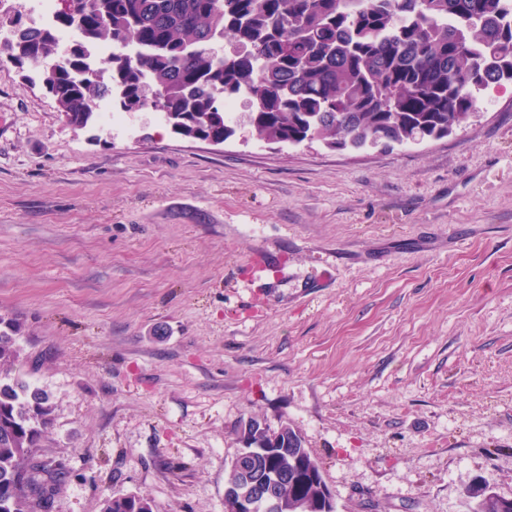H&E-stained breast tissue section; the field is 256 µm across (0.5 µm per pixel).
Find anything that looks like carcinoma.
<instances>
[{
	"label": "carcinoma",
	"instance_id": "obj_1",
	"mask_svg": "<svg viewBox=\"0 0 512 512\" xmlns=\"http://www.w3.org/2000/svg\"><path fill=\"white\" fill-rule=\"evenodd\" d=\"M0 0V60L40 66L58 31L75 43L44 91L74 130L95 124L104 99L123 112L151 107L185 139L222 143L237 133L224 99H249L246 125L268 143L315 139L330 148L419 144L477 111L481 94L512 83V0H76L54 24H27ZM231 40V52L220 49ZM103 43L135 47L93 64ZM25 323L0 315V512H52L69 475L37 454L51 423L48 393L10 377ZM288 472L277 494L310 498L320 467L298 447L257 459ZM101 512H154L152 501L108 496ZM472 512H503L489 489Z\"/></svg>",
	"mask_w": 512,
	"mask_h": 512
}]
</instances>
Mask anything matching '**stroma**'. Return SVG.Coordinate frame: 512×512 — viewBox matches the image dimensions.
<instances>
[{
	"instance_id": "obj_1",
	"label": "stroma",
	"mask_w": 512,
	"mask_h": 512,
	"mask_svg": "<svg viewBox=\"0 0 512 512\" xmlns=\"http://www.w3.org/2000/svg\"><path fill=\"white\" fill-rule=\"evenodd\" d=\"M43 388L53 512H224L249 418L299 433L337 512L512 498V85L385 150L73 130L0 63V315ZM101 512H154V510L149 498L137 494H128L105 497Z\"/></svg>"
}]
</instances>
